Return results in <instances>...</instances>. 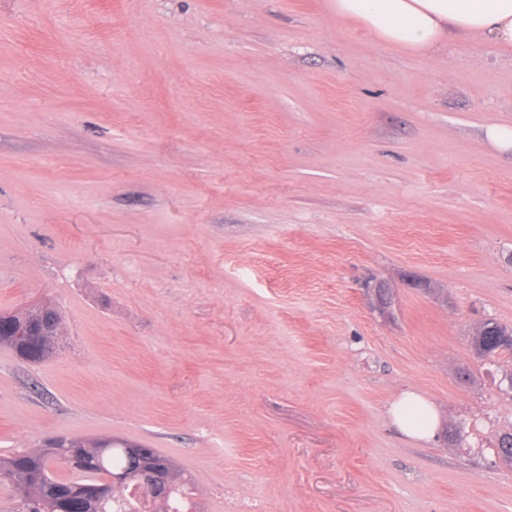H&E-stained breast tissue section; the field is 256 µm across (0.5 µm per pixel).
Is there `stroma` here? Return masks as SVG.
Here are the masks:
<instances>
[{
	"label": "stroma",
	"instance_id": "obj_1",
	"mask_svg": "<svg viewBox=\"0 0 512 512\" xmlns=\"http://www.w3.org/2000/svg\"><path fill=\"white\" fill-rule=\"evenodd\" d=\"M512 52L334 0H0V453L121 437L202 512H512ZM391 304L375 308L374 289ZM433 400L426 445L386 418ZM43 308L55 309L49 304L38 303L20 311H0V345L9 347L20 360V353L22 351L35 352L38 342L26 336H20L18 333L36 320ZM53 309H47L37 325L29 326L30 331L53 324L54 317L52 313L56 310ZM494 323L490 327L489 324ZM499 326L507 329L508 326L499 324L498 322H485L475 332L472 343L475 351L481 357L499 358L504 354L512 355V335L511 328L508 334L511 336H501Z\"/></svg>",
	"mask_w": 512,
	"mask_h": 512
}]
</instances>
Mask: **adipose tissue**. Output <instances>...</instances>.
Masks as SVG:
<instances>
[{
    "label": "adipose tissue",
    "instance_id": "ef3b65f1",
    "mask_svg": "<svg viewBox=\"0 0 512 512\" xmlns=\"http://www.w3.org/2000/svg\"><path fill=\"white\" fill-rule=\"evenodd\" d=\"M337 16L360 22L389 45L430 51L449 38L477 36L512 50V0H334ZM390 422L407 439L430 442L439 425L433 403L416 390L388 406Z\"/></svg>",
    "mask_w": 512,
    "mask_h": 512
}]
</instances>
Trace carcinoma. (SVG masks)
<instances>
[{
  "mask_svg": "<svg viewBox=\"0 0 512 512\" xmlns=\"http://www.w3.org/2000/svg\"><path fill=\"white\" fill-rule=\"evenodd\" d=\"M47 307L31 305L20 311H0V345L15 355L35 352L37 341L19 335ZM472 343L481 357L512 355V335L500 334L499 323H484L475 332ZM135 443L119 439H84L72 437L56 448L0 454V482L14 491L13 512H115L114 504H122L129 489L142 482V476L130 467L127 451ZM60 463L77 474L60 479L50 469ZM167 491L144 498V506L129 512H172L171 503L179 497L191 503L194 487L190 479L176 467H170Z\"/></svg>",
  "mask_w": 512,
  "mask_h": 512,
  "instance_id": "1",
  "label": "carcinoma"
}]
</instances>
